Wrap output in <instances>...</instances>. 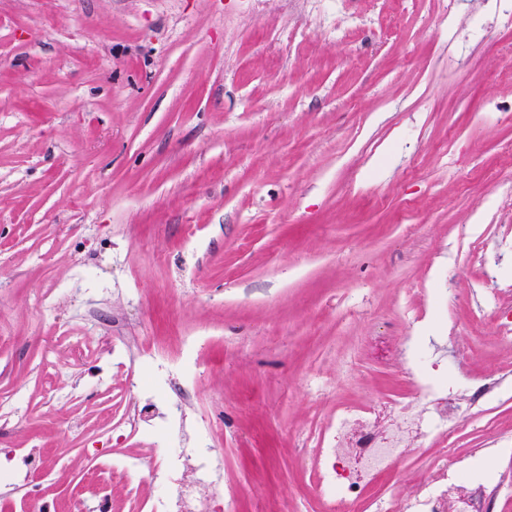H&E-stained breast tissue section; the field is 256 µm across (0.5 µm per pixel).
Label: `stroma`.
Listing matches in <instances>:
<instances>
[{
    "label": "stroma",
    "mask_w": 512,
    "mask_h": 512,
    "mask_svg": "<svg viewBox=\"0 0 512 512\" xmlns=\"http://www.w3.org/2000/svg\"><path fill=\"white\" fill-rule=\"evenodd\" d=\"M510 280L512 0H0V457L48 451L53 512L149 455L108 423L137 346L173 371L187 336L228 512H316L340 405L408 389L373 338L464 387L512 366L473 330ZM504 432L495 398L453 447ZM434 465L409 451L394 492Z\"/></svg>",
    "instance_id": "obj_1"
}]
</instances>
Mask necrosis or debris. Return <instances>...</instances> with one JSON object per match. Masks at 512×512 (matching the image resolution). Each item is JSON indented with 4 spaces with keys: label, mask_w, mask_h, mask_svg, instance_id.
Here are the masks:
<instances>
[{
    "label": "necrosis or debris",
    "mask_w": 512,
    "mask_h": 512,
    "mask_svg": "<svg viewBox=\"0 0 512 512\" xmlns=\"http://www.w3.org/2000/svg\"><path fill=\"white\" fill-rule=\"evenodd\" d=\"M411 385L397 399L374 406L345 403L315 449L310 476L318 512H493L496 490L469 477L480 449L439 451L434 478L410 497L392 494L388 481L407 450L434 446V433H457L467 412L512 389V369L473 378L463 391L435 388L427 372L404 371ZM131 512H222L224 451L183 448L170 454L156 448L152 457H124ZM166 472L170 481L160 495L139 492L143 476Z\"/></svg>",
    "instance_id": "4bbe7bcc"
}]
</instances>
